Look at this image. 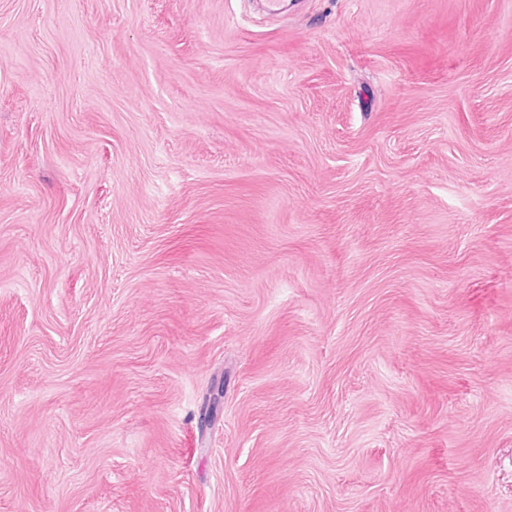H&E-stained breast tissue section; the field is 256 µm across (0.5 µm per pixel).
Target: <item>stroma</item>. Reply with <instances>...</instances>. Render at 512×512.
I'll list each match as a JSON object with an SVG mask.
<instances>
[{"instance_id":"35a3bbf8","label":"stroma","mask_w":512,"mask_h":512,"mask_svg":"<svg viewBox=\"0 0 512 512\" xmlns=\"http://www.w3.org/2000/svg\"><path fill=\"white\" fill-rule=\"evenodd\" d=\"M0 512H512V0H0Z\"/></svg>"}]
</instances>
